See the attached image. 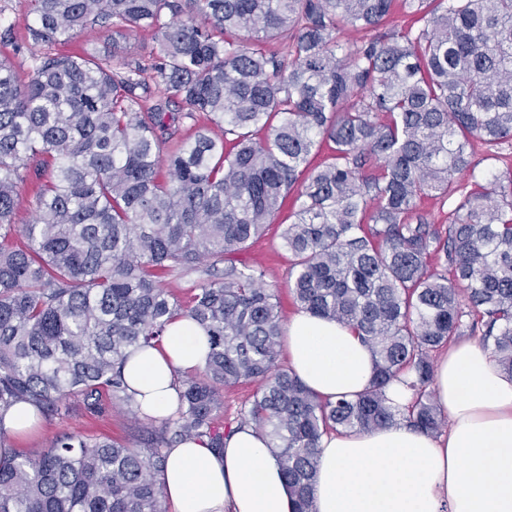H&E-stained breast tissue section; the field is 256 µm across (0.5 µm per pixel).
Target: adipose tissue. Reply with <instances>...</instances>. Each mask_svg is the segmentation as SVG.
<instances>
[{"label": "adipose tissue", "instance_id": "adipose-tissue-1", "mask_svg": "<svg viewBox=\"0 0 512 512\" xmlns=\"http://www.w3.org/2000/svg\"><path fill=\"white\" fill-rule=\"evenodd\" d=\"M286 340L291 371L327 400L355 397L373 379L370 350L344 325L301 312ZM205 355V333L189 319L139 350L124 377L142 415L172 416L180 374ZM433 392L445 431L399 422L324 437L314 512H512V377L481 346L457 343L437 361ZM159 479L167 512H295L268 439L250 425L220 453L195 440L167 449Z\"/></svg>", "mask_w": 512, "mask_h": 512}]
</instances>
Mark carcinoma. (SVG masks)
<instances>
[{
  "instance_id": "carcinoma-1",
  "label": "carcinoma",
  "mask_w": 512,
  "mask_h": 512,
  "mask_svg": "<svg viewBox=\"0 0 512 512\" xmlns=\"http://www.w3.org/2000/svg\"><path fill=\"white\" fill-rule=\"evenodd\" d=\"M29 2L27 42L110 27L112 53L37 56L24 78L0 58V412L67 415L79 397L101 415L106 396L137 415L123 375L137 350L187 317L209 351L146 448L65 433L0 462V512H165V449L223 451L224 389L245 382L237 423L269 438L297 512H313L323 435L445 426L433 352L478 332L512 375V171L462 179L476 146L512 147V0ZM396 6L424 27L382 30ZM139 30L155 35L159 99L121 47ZM187 121L192 135L162 153ZM325 141L331 160L309 168ZM292 193L295 305L374 357L354 399L326 401L278 366L277 295L235 259ZM426 197L450 204L448 223L420 211ZM207 260L224 278L175 297L163 275ZM404 373L400 412L386 388Z\"/></svg>"
}]
</instances>
